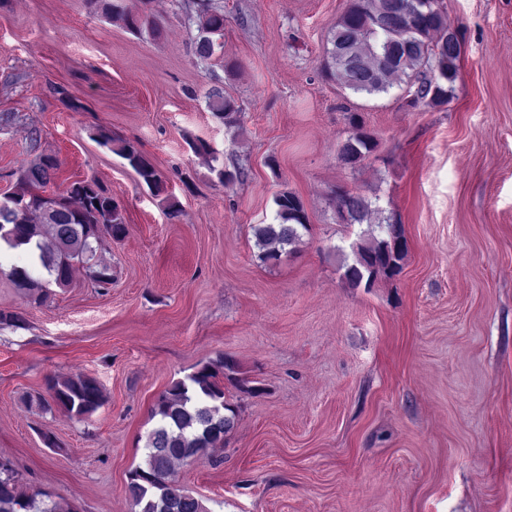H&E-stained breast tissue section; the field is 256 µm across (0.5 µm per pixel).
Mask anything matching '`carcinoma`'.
Instances as JSON below:
<instances>
[{"mask_svg": "<svg viewBox=\"0 0 512 512\" xmlns=\"http://www.w3.org/2000/svg\"><path fill=\"white\" fill-rule=\"evenodd\" d=\"M90 3L101 4L103 12L131 30L147 25L160 33L153 19L125 12L118 0ZM195 5V54L208 60L223 47L224 9L212 0H196ZM457 43L458 35L450 30L438 0H351L332 32L326 72L342 88L367 96L390 93L396 77L406 83L411 105L441 106L448 103L457 78ZM207 105L226 130L240 128L241 107L222 88L208 92ZM348 120L352 134L339 146L337 158L354 169L372 155L377 140L359 115L352 113ZM97 138L101 146L128 160L154 196L167 193L166 181L140 152L105 128L98 130ZM58 167L54 154H36L11 192L14 202L24 207L0 209V226L16 225L10 247L35 249L38 266L47 274L38 280L25 267L9 270L15 286L34 304L48 299V285L67 287L78 265L96 286L112 284V266L99 261L97 254L127 232L121 205L96 180H75L57 193L53 204L43 201L41 193L55 182ZM274 203L276 222L253 226L257 258L266 265H276L294 252L310 226L304 202L295 193L283 191ZM373 213L372 202L362 194L336 192L337 223L369 224ZM378 228L379 235L358 244L352 263L343 265V277L353 288H369L378 278H391L402 269L408 254L403 226L387 220ZM239 371L237 362L227 357L207 362L155 398L150 414L156 423L146 436L143 463L129 472L126 484L134 512H208L201 499L176 483L174 463L203 457L237 428L238 406L226 397L224 381L245 393L256 391ZM103 402L98 381L81 373L53 378L46 393L29 398V406L42 412L58 407L78 418L91 415ZM0 512H56V505L47 492L26 495L12 463L0 458Z\"/></svg>", "mask_w": 512, "mask_h": 512, "instance_id": "obj_1", "label": "carcinoma"}]
</instances>
